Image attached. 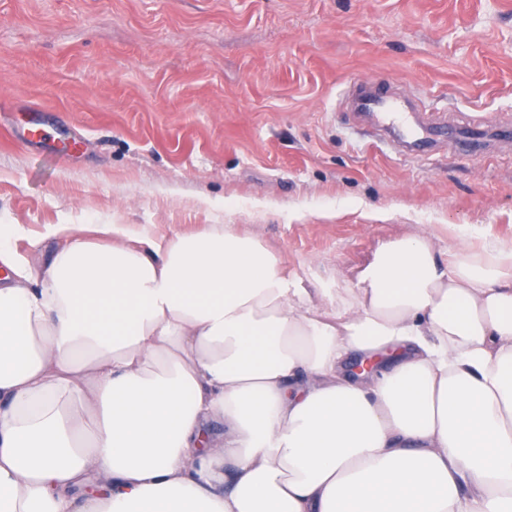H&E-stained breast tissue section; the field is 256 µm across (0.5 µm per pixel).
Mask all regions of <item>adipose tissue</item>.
Returning <instances> with one entry per match:
<instances>
[{
  "label": "adipose tissue",
  "mask_w": 512,
  "mask_h": 512,
  "mask_svg": "<svg viewBox=\"0 0 512 512\" xmlns=\"http://www.w3.org/2000/svg\"><path fill=\"white\" fill-rule=\"evenodd\" d=\"M83 230L34 268L0 225V512H512V243H388L342 301L230 234Z\"/></svg>",
  "instance_id": "obj_1"
}]
</instances>
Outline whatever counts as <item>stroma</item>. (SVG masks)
Returning a JSON list of instances; mask_svg holds the SVG:
<instances>
[{"label": "stroma", "mask_w": 512, "mask_h": 512, "mask_svg": "<svg viewBox=\"0 0 512 512\" xmlns=\"http://www.w3.org/2000/svg\"><path fill=\"white\" fill-rule=\"evenodd\" d=\"M477 126L418 156L350 112L358 83ZM512 0H0V224L252 238L309 290L385 243L512 242Z\"/></svg>", "instance_id": "1"}]
</instances>
